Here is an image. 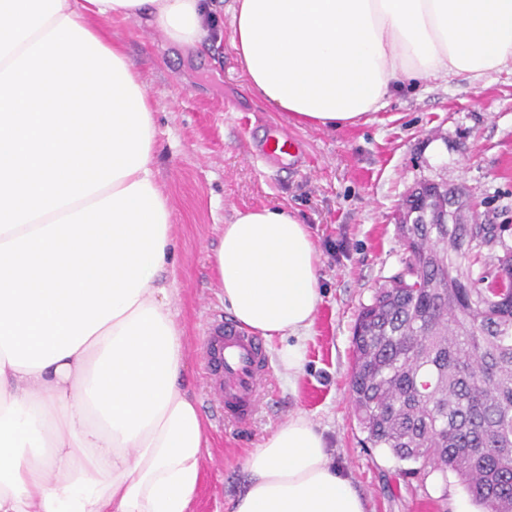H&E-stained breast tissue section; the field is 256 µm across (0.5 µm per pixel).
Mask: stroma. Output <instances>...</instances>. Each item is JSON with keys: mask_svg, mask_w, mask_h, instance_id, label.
<instances>
[{"mask_svg": "<svg viewBox=\"0 0 512 512\" xmlns=\"http://www.w3.org/2000/svg\"><path fill=\"white\" fill-rule=\"evenodd\" d=\"M139 71L156 126L159 185L176 214L169 275L183 332L187 378L208 448L191 512H230L246 483L243 462L288 417L323 431L334 464L364 496L367 512H479L452 473H405L387 450L365 442L348 376L352 331L375 291L406 274L398 209L415 182L462 187L482 223L512 246V69L483 81L431 79L393 97L369 123L336 130L297 126L253 97L229 40L191 51L146 20L109 21ZM288 133L305 166L259 157L268 137ZM282 205L308 224L320 252L321 302L304 341L305 365L288 379L266 343L270 384L244 426L224 418L205 375L202 336L229 319L211 255L236 211Z\"/></svg>", "mask_w": 512, "mask_h": 512, "instance_id": "obj_1", "label": "stroma"}]
</instances>
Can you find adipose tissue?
<instances>
[{
    "label": "adipose tissue",
    "instance_id": "obj_1",
    "mask_svg": "<svg viewBox=\"0 0 512 512\" xmlns=\"http://www.w3.org/2000/svg\"><path fill=\"white\" fill-rule=\"evenodd\" d=\"M210 0H0V67L71 19L142 79L106 20L147 18L196 47ZM249 90L300 126L368 122L406 85L512 67V0H232ZM174 210L154 158L0 234V512H188L205 427L174 320ZM213 265L224 308L280 340L297 376L321 301L309 227L275 205L236 212ZM232 512H366L305 415L244 461Z\"/></svg>",
    "mask_w": 512,
    "mask_h": 512
}]
</instances>
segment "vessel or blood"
Instances as JSON below:
<instances>
[{"mask_svg": "<svg viewBox=\"0 0 512 512\" xmlns=\"http://www.w3.org/2000/svg\"><path fill=\"white\" fill-rule=\"evenodd\" d=\"M204 346L218 409L236 423L247 424L270 372L262 340L227 320L208 328Z\"/></svg>", "mask_w": 512, "mask_h": 512, "instance_id": "vessel-or-blood-1", "label": "vessel or blood"}]
</instances>
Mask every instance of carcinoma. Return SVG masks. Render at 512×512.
Wrapping results in <instances>:
<instances>
[{"label": "carcinoma", "instance_id": "carcinoma-1", "mask_svg": "<svg viewBox=\"0 0 512 512\" xmlns=\"http://www.w3.org/2000/svg\"><path fill=\"white\" fill-rule=\"evenodd\" d=\"M397 225L410 280L376 290L353 331L350 390L374 448L455 473L484 512L512 509V247L487 269L494 227L423 181Z\"/></svg>", "mask_w": 512, "mask_h": 512}]
</instances>
